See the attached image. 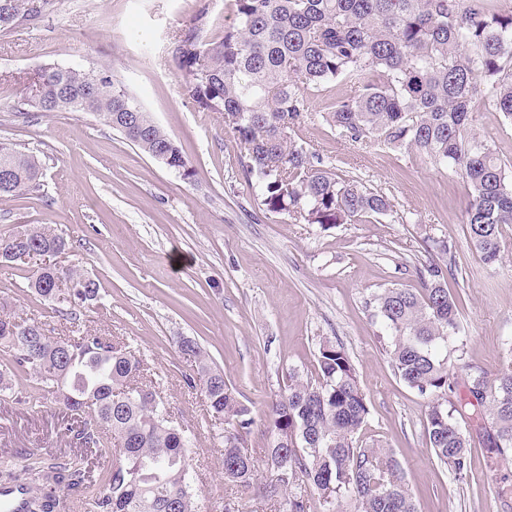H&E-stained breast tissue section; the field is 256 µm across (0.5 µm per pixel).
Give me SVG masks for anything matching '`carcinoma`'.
Segmentation results:
<instances>
[{"label":"carcinoma","mask_w":512,"mask_h":512,"mask_svg":"<svg viewBox=\"0 0 512 512\" xmlns=\"http://www.w3.org/2000/svg\"><path fill=\"white\" fill-rule=\"evenodd\" d=\"M53 0H0V32L35 20ZM234 23L218 40L203 38L206 10L178 36L183 96L241 142L239 163L257 182L268 214L297 223L368 222L393 212L390 200L353 178H341L294 138L309 111L305 90L338 79L354 94L336 103L329 121L358 142L375 138L406 146L462 172L469 187L466 224L483 260L502 258V229L512 225V167L471 135V103L512 120V11L490 0H233ZM35 112H92L150 157L189 178V160L173 139L120 85L92 69L42 65L21 91ZM37 155L0 143V197H19L40 186ZM24 240L0 235V263L16 251H65L67 240L48 225ZM419 270L420 287L386 288L369 300L393 371L429 399L426 434L436 459L462 475L470 468L469 441L460 429L448 339L458 326L457 298L448 290V241ZM72 284L63 298L73 311L96 300L99 283L72 267L49 265L29 276L28 287L54 300L56 282ZM198 362L210 411L224 418V480L249 490L255 465L247 440L251 408L211 367L198 343L177 341ZM144 360L108 336H53L42 322L21 329L0 303V390L23 376L52 395L78 427L73 438L106 459L92 496L93 512H196L192 439L166 419L154 384H143ZM476 416L488 424L487 441L500 455L512 449V361L495 373L470 376ZM369 415L356 368L343 347L320 343L316 378L288 370L284 392L272 403L267 470L287 471L304 492L288 499V512H418L401 463L389 448L360 443ZM0 480L36 494L32 512H70L73 496L89 488L82 459L17 469L0 461Z\"/></svg>","instance_id":"cac0c4a2"}]
</instances>
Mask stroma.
Here are the masks:
<instances>
[{"mask_svg":"<svg viewBox=\"0 0 512 512\" xmlns=\"http://www.w3.org/2000/svg\"><path fill=\"white\" fill-rule=\"evenodd\" d=\"M202 9L205 39L218 38L232 22L231 0H54L37 21L0 32V141L33 151L44 166L38 190L0 198V234L52 225L69 244L64 265L100 283L98 301L66 317L28 288L36 261L18 262L0 266V300L53 335L77 326L140 352L174 421L194 438L198 512H224L233 497L244 512H286L288 493L257 496L225 482L224 421L200 388L185 385L197 367L178 349L182 337L198 343L251 407L257 486L272 480L268 409L289 370L314 375L327 338L349 354L366 396L360 439L395 453L420 512H512V461L487 447L472 418L460 421L471 443L467 474L437 461L424 430L429 402L395 375L368 305L383 289L419 287L431 239H447L448 287L459 298V331L448 346L455 395L465 398L471 373H496L512 359V225L503 228L502 260L485 263L464 224L469 189L460 171L373 138L352 142L327 120L336 100L352 93L341 80L311 93L298 136L336 175L386 195L393 214L323 228L264 213L223 116L199 109L180 88L172 51ZM48 63L121 81L189 159L193 177L151 158L96 114L12 112L36 67ZM472 109V133L512 162V121L477 102ZM61 416L58 406L0 392V457L23 466L31 453L79 455L97 474L96 449L76 444Z\"/></svg>","mask_w":512,"mask_h":512,"instance_id":"35a3bbf8","label":"stroma"}]
</instances>
